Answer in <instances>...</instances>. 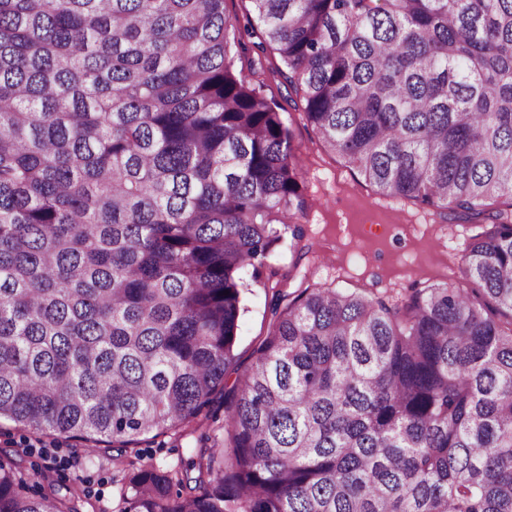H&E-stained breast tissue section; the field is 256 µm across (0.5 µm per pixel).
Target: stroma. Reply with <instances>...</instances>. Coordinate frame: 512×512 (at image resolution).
I'll return each mask as SVG.
<instances>
[{"instance_id":"35a3bbf8","label":"stroma","mask_w":512,"mask_h":512,"mask_svg":"<svg viewBox=\"0 0 512 512\" xmlns=\"http://www.w3.org/2000/svg\"><path fill=\"white\" fill-rule=\"evenodd\" d=\"M280 60L266 50L257 72L264 90L283 109L294 146L304 165L302 190L312 201L304 222L305 241L316 255L308 283L342 292H382L396 295L414 286L448 281L457 248L475 232L472 225L447 223L412 201L388 198L363 181L339 155L327 151L301 108L288 99L273 69ZM246 309L234 347L237 361L225 385H233L239 370L249 367L267 337L275 280H246ZM196 434L174 441L168 436L145 438L127 448L111 444L87 452L85 441L59 434H36L4 422L0 424V455L17 460L22 469L47 470L56 489L80 485L85 501L80 512H118L120 490L133 465L153 459L160 466L186 463L195 455L200 438L222 444L226 436L223 398L203 410Z\"/></svg>"}]
</instances>
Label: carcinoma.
<instances>
[{"label":"carcinoma","mask_w":512,"mask_h":512,"mask_svg":"<svg viewBox=\"0 0 512 512\" xmlns=\"http://www.w3.org/2000/svg\"><path fill=\"white\" fill-rule=\"evenodd\" d=\"M0 0V420L183 439L235 366L243 273L309 203L273 47L324 145L482 228L392 302L276 290L227 443L145 462L124 512H512V0ZM0 457V512L78 490Z\"/></svg>","instance_id":"cac0c4a2"}]
</instances>
